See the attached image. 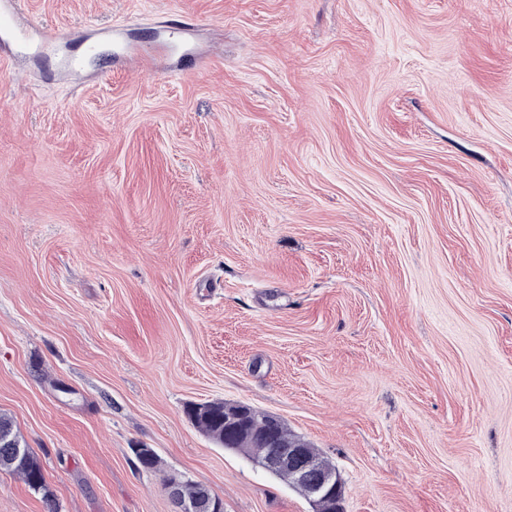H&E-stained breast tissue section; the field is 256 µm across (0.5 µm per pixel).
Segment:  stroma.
<instances>
[{"mask_svg": "<svg viewBox=\"0 0 512 512\" xmlns=\"http://www.w3.org/2000/svg\"><path fill=\"white\" fill-rule=\"evenodd\" d=\"M22 10L97 50L0 61V412L59 512H174L171 475L312 512L210 401L278 415L345 512H512V0ZM0 512L44 507L2 471ZM208 403L204 409H200L197 404H190L186 408V415L197 428L217 443H223L224 426L230 427L239 436H247L252 421L259 419L273 424L278 420L276 415L258 411L247 404H242L224 415V408L233 409L237 403Z\"/></svg>", "mask_w": 512, "mask_h": 512, "instance_id": "35a3bbf8", "label": "stroma"}]
</instances>
